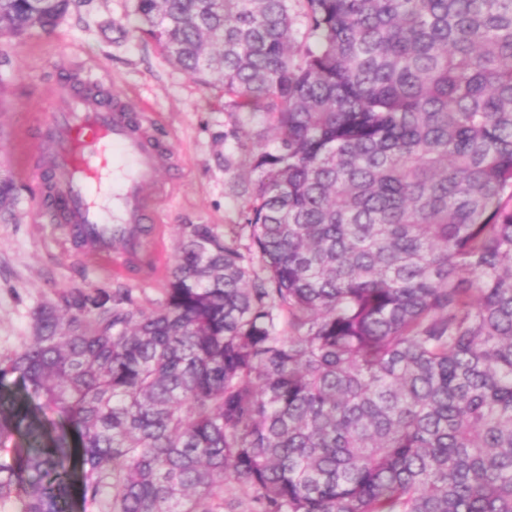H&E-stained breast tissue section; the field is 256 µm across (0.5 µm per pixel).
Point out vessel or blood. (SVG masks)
Instances as JSON below:
<instances>
[{"instance_id":"vessel-or-blood-1","label":"vessel or blood","mask_w":512,"mask_h":512,"mask_svg":"<svg viewBox=\"0 0 512 512\" xmlns=\"http://www.w3.org/2000/svg\"><path fill=\"white\" fill-rule=\"evenodd\" d=\"M43 104L49 131L34 144L17 134L19 161L34 160L42 205L57 208L80 251L127 270L147 239L145 225L160 221L156 196L162 174L177 168L173 144L154 132L148 105L113 92L104 73L50 91Z\"/></svg>"}]
</instances>
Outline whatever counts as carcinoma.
Instances as JSON below:
<instances>
[{"label": "carcinoma", "mask_w": 512, "mask_h": 512, "mask_svg": "<svg viewBox=\"0 0 512 512\" xmlns=\"http://www.w3.org/2000/svg\"><path fill=\"white\" fill-rule=\"evenodd\" d=\"M70 2L0 0V33ZM132 15L276 146L156 308L75 288L0 355V512H225L230 487L249 512H512V0Z\"/></svg>", "instance_id": "cac0c4a2"}]
</instances>
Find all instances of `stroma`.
<instances>
[{"instance_id":"obj_1","label":"stroma","mask_w":512,"mask_h":512,"mask_svg":"<svg viewBox=\"0 0 512 512\" xmlns=\"http://www.w3.org/2000/svg\"><path fill=\"white\" fill-rule=\"evenodd\" d=\"M131 11L132 0H74L53 33L35 31L22 41L0 36V174L25 186L13 216L0 217V355L29 339L35 308L73 288H123L142 307H155L186 226L208 224L221 235L238 223L233 185L250 176L247 150L275 142L260 116L225 112L221 86L195 82L140 38ZM102 69L113 89L154 111L179 155L176 180L159 200L161 270L140 278L107 273L79 255L64 225L41 215L33 192L38 170L20 169L15 156L17 131L34 138L45 133L48 115L39 102L46 93ZM236 125L245 139L230 136Z\"/></svg>"}]
</instances>
